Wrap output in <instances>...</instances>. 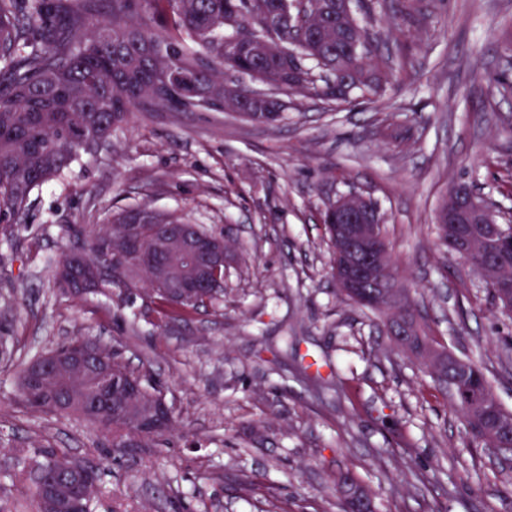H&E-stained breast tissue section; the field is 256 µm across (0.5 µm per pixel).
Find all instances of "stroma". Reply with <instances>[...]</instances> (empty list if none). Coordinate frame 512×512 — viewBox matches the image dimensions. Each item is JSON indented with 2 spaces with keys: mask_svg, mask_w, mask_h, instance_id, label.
Wrapping results in <instances>:
<instances>
[{
  "mask_svg": "<svg viewBox=\"0 0 512 512\" xmlns=\"http://www.w3.org/2000/svg\"><path fill=\"white\" fill-rule=\"evenodd\" d=\"M384 0L358 14L368 58L409 59L375 102L291 96L282 117L138 112L96 156L35 190L13 243L0 240V308L29 353L75 336L121 350L163 380L175 438L119 456L94 425L35 413L0 365V512H34L11 475L30 444L96 465L93 512H340L334 477L352 473L373 512H512V459L465 444L448 393L399 348L386 319L346 300L332 274L326 209L350 191L378 202L401 288L434 340L482 363L512 412V314L433 230L452 186L468 185L512 221V0ZM147 205L224 235V294L152 326L149 301L53 286L70 227L95 231ZM306 362L328 360L313 388Z\"/></svg>",
  "mask_w": 512,
  "mask_h": 512,
  "instance_id": "obj_1",
  "label": "stroma"
}]
</instances>
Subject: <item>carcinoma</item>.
Segmentation results:
<instances>
[{
    "label": "carcinoma",
    "instance_id": "1",
    "mask_svg": "<svg viewBox=\"0 0 512 512\" xmlns=\"http://www.w3.org/2000/svg\"><path fill=\"white\" fill-rule=\"evenodd\" d=\"M281 0H0V239L8 242L14 226L21 223L33 191L60 176L83 156L90 145L110 142L112 132L127 123L133 112H187L196 109L225 110L224 72L242 69L276 77L288 64L269 48L254 53L244 48L239 36L257 30L275 45L288 36L282 21ZM310 17L322 23L319 40L306 39L300 47L302 61L312 65L297 73L288 71V92L315 94L346 101L355 94L363 99L376 95L393 75L404 70L407 58L391 64L379 62L365 69L364 52L369 33L358 27L354 51L343 47L344 32L336 19L325 14L327 0H308ZM193 70L195 99L172 87L158 86L166 71ZM253 122L266 124L280 113L272 103L254 104ZM144 213L155 224H185L187 220L147 206L112 215L105 230L91 237L89 248L80 255L92 264L118 262L145 266L149 257L135 244L125 241V225ZM500 268L512 272V240L504 239L494 256ZM148 287L155 300L157 319L180 320L217 299L218 288L196 301L172 297L155 284L149 273L134 279L112 267V279L100 287ZM381 314L395 308L398 318L414 325L412 335L398 339L419 361L432 340L425 325L405 307L370 304ZM112 365L111 379L117 386L132 382L145 396L167 404L162 385L146 373L132 371L113 347L101 348ZM44 354L28 357L18 372L17 391L21 403L33 412L76 417L97 426L112 447L150 448L171 431L174 417L163 430H141L123 408L99 416L89 407L90 386L80 380L47 388H60L65 402L56 407L30 399L25 384ZM459 386L480 392L489 418H512L496 398L484 370L466 358L460 364ZM466 423L469 442L482 441V433L471 422V410L454 403ZM59 467L73 461L51 452L42 459L30 458L16 478L24 483L29 474L49 463ZM342 512H371L364 489L347 476L338 478Z\"/></svg>",
    "mask_w": 512,
    "mask_h": 512
}]
</instances>
